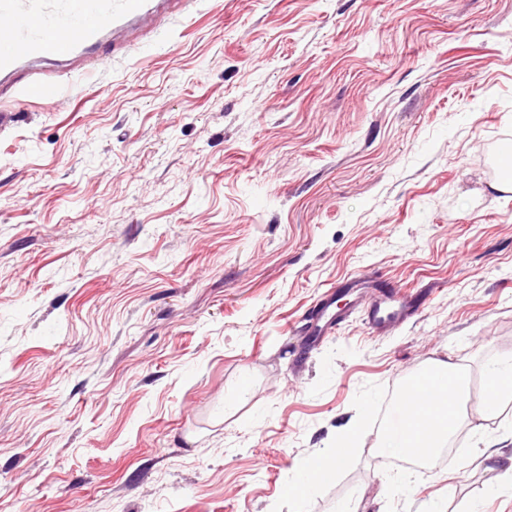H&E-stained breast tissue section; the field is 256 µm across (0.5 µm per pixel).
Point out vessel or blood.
Here are the masks:
<instances>
[{
	"label": "vessel or blood",
	"instance_id": "1",
	"mask_svg": "<svg viewBox=\"0 0 512 512\" xmlns=\"http://www.w3.org/2000/svg\"><path fill=\"white\" fill-rule=\"evenodd\" d=\"M153 0H0V81L11 82L13 96L37 94L44 101L59 98L63 81L41 70V63L64 57L82 58L91 54L97 65L101 45L110 43L112 32L127 21L152 15ZM330 301L314 311L309 332L324 335L341 322V315H329ZM415 309L402 289L387 288L371 298L364 309L374 333L383 335L411 318Z\"/></svg>",
	"mask_w": 512,
	"mask_h": 512
}]
</instances>
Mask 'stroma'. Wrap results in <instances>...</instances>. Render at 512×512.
I'll return each mask as SVG.
<instances>
[{
  "label": "stroma",
  "instance_id": "obj_1",
  "mask_svg": "<svg viewBox=\"0 0 512 512\" xmlns=\"http://www.w3.org/2000/svg\"><path fill=\"white\" fill-rule=\"evenodd\" d=\"M92 78L0 117V512H272L302 459L437 360L457 452L387 465L378 428L310 512H512V0H159ZM351 279L417 291L378 336ZM332 305V298H328L324 300L314 311L312 320L316 321L315 326H311L308 329V332L312 334V336H323L325 333L333 329L335 326L341 322L342 320V313L341 309L336 311V314L334 316H331V318L327 321L326 326L321 327L318 325L319 321H321L326 315L327 311ZM336 322V323H334ZM484 413L494 416L504 400H512V356L492 363L484 373Z\"/></svg>",
  "mask_w": 512,
  "mask_h": 512
}]
</instances>
